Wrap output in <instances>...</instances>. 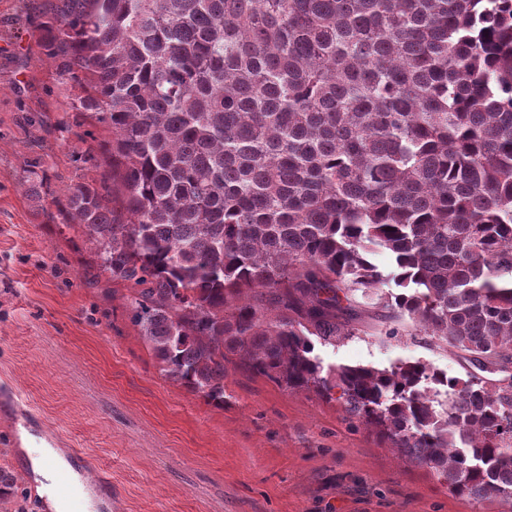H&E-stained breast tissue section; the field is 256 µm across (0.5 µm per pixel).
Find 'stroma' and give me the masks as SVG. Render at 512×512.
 I'll return each mask as SVG.
<instances>
[{
  "label": "stroma",
  "instance_id": "1",
  "mask_svg": "<svg viewBox=\"0 0 512 512\" xmlns=\"http://www.w3.org/2000/svg\"><path fill=\"white\" fill-rule=\"evenodd\" d=\"M63 0H0V468L16 478L0 512H49L24 447L60 449L81 476L112 480V512H512L451 495L389 441L352 426L342 403L286 391L228 365L223 405L168 379L131 320L128 287L97 269L83 230L60 223L53 197L83 173L72 152L93 144L112 169V134L68 111L44 61L40 26ZM49 175L41 206L26 192L27 161ZM375 327L317 345L324 364L386 366L420 359L447 375L463 362L422 336Z\"/></svg>",
  "mask_w": 512,
  "mask_h": 512
}]
</instances>
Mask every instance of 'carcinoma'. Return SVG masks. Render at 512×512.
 Listing matches in <instances>:
<instances>
[{"label": "carcinoma", "mask_w": 512, "mask_h": 512, "mask_svg": "<svg viewBox=\"0 0 512 512\" xmlns=\"http://www.w3.org/2000/svg\"><path fill=\"white\" fill-rule=\"evenodd\" d=\"M40 45L127 197L85 178L58 216L165 376L222 405L236 357L512 503V0H65ZM25 183L40 202L42 159ZM362 307L469 369L324 367Z\"/></svg>", "instance_id": "1"}]
</instances>
